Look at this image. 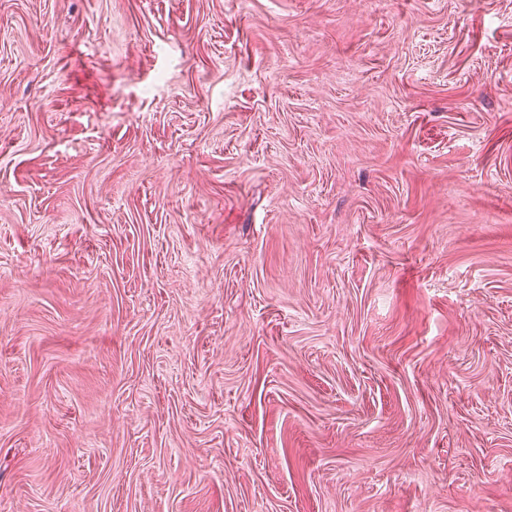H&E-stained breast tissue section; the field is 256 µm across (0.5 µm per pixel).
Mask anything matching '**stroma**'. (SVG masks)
<instances>
[{
  "instance_id": "35a3bbf8",
  "label": "stroma",
  "mask_w": 512,
  "mask_h": 512,
  "mask_svg": "<svg viewBox=\"0 0 512 512\" xmlns=\"http://www.w3.org/2000/svg\"><path fill=\"white\" fill-rule=\"evenodd\" d=\"M0 512H512V0H0Z\"/></svg>"
}]
</instances>
